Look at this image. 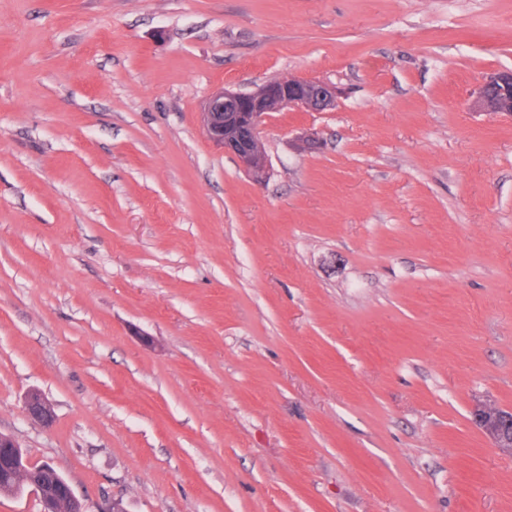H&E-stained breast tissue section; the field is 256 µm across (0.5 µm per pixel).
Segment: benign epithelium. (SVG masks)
Listing matches in <instances>:
<instances>
[{"mask_svg":"<svg viewBox=\"0 0 512 512\" xmlns=\"http://www.w3.org/2000/svg\"><path fill=\"white\" fill-rule=\"evenodd\" d=\"M477 105L484 112L512 116V69L488 74L481 84ZM336 106V88L323 80L293 77L269 81L252 92L222 89L207 100L202 123L208 139L233 156L240 166L260 178L267 167V157L261 140L264 118L272 112L298 109L306 112H326ZM29 420L49 428L54 423L53 409L39 392H30L24 401ZM478 426L496 448L512 451V411L478 404L473 410ZM31 493L42 505V512H56V503L64 499L77 512H84L82 502L71 485L62 481L58 494H47L34 484Z\"/></svg>","mask_w":512,"mask_h":512,"instance_id":"obj_1","label":"benign epithelium"}]
</instances>
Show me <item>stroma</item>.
Wrapping results in <instances>:
<instances>
[{"label": "stroma", "mask_w": 512, "mask_h": 512, "mask_svg": "<svg viewBox=\"0 0 512 512\" xmlns=\"http://www.w3.org/2000/svg\"><path fill=\"white\" fill-rule=\"evenodd\" d=\"M500 68L512 0H0V433L87 512H512ZM286 77L259 181L201 110ZM477 105L484 112L512 116V69L494 71L484 78ZM24 411L29 420L43 427L49 428L54 423L51 404L37 391H32L26 396ZM473 415L478 426L491 440L495 448L512 451V411L477 404Z\"/></svg>", "instance_id": "1"}]
</instances>
